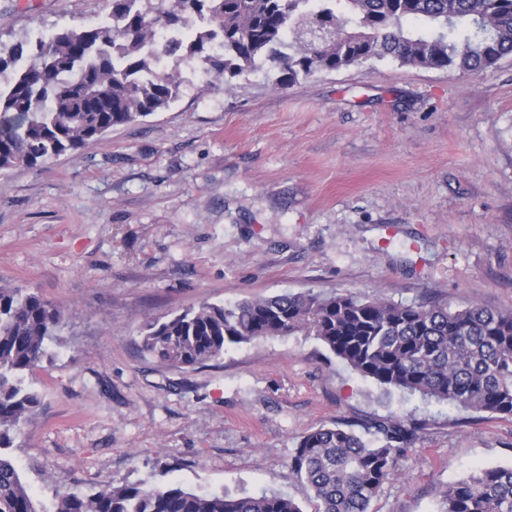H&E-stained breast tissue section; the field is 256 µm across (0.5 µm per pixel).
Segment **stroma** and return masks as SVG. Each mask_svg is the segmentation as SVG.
<instances>
[{"label": "stroma", "instance_id": "1", "mask_svg": "<svg viewBox=\"0 0 512 512\" xmlns=\"http://www.w3.org/2000/svg\"><path fill=\"white\" fill-rule=\"evenodd\" d=\"M107 0H0V45L98 22ZM0 180V284L64 325L25 383L40 403L8 454L42 512L112 486L277 492L302 436L399 416L426 426L370 512H440L448 484L512 466V420L384 394L316 337L227 346L172 367L151 319L314 289L512 310V58L477 74L385 58L278 88L276 69Z\"/></svg>", "mask_w": 512, "mask_h": 512}]
</instances>
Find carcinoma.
<instances>
[{
	"mask_svg": "<svg viewBox=\"0 0 512 512\" xmlns=\"http://www.w3.org/2000/svg\"><path fill=\"white\" fill-rule=\"evenodd\" d=\"M105 22L58 30L49 40L0 51V173L36 166L100 141L113 127L161 112L179 97L163 54L196 60L224 82L270 60L274 84L393 58L405 65L479 73L512 55V0H109ZM192 35L161 47L152 28ZM63 326L61 310L27 288L0 285V450L39 404L23 385ZM305 332L364 378L466 410L512 418V311L444 301L394 303L312 289L224 306L204 302L147 321L141 347L161 362L194 368L229 344ZM358 433L335 423L303 436L292 476L317 512H369L420 427L397 416ZM0 512H40L9 457L0 454ZM55 512H302L276 492L229 497L179 486L112 487L62 497ZM441 512H512V466L480 468L450 484Z\"/></svg>",
	"mask_w": 512,
	"mask_h": 512,
	"instance_id": "carcinoma-1",
	"label": "carcinoma"
}]
</instances>
